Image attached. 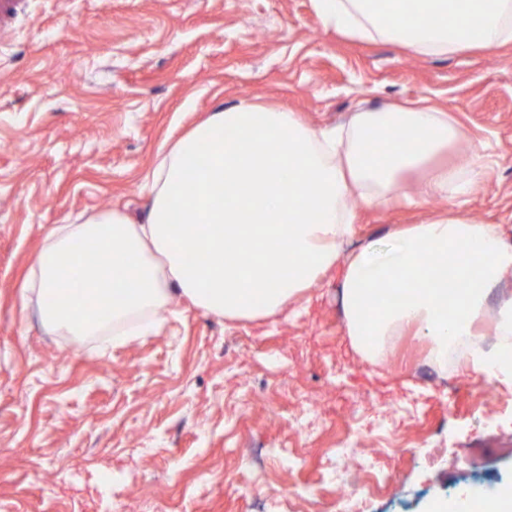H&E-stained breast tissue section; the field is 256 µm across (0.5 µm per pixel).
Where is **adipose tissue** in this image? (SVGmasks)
Wrapping results in <instances>:
<instances>
[{
  "instance_id": "adipose-tissue-1",
  "label": "adipose tissue",
  "mask_w": 512,
  "mask_h": 512,
  "mask_svg": "<svg viewBox=\"0 0 512 512\" xmlns=\"http://www.w3.org/2000/svg\"><path fill=\"white\" fill-rule=\"evenodd\" d=\"M314 0L321 20L360 40L385 39L435 55L512 43V0ZM462 137L431 106L362 110L331 129L248 101L211 113L147 172L146 215L118 210L53 228L33 265L47 329L136 336L173 293L228 320L269 319L343 263L347 334L375 358L386 340L428 338L434 359L477 335L491 291L512 277V226L478 224L457 203L482 177L478 151L449 162ZM416 186L448 211L344 254L354 204L385 207ZM84 304L47 303L64 277ZM107 308L108 319L95 320Z\"/></svg>"
}]
</instances>
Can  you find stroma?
Masks as SVG:
<instances>
[{
    "label": "stroma",
    "mask_w": 512,
    "mask_h": 512,
    "mask_svg": "<svg viewBox=\"0 0 512 512\" xmlns=\"http://www.w3.org/2000/svg\"><path fill=\"white\" fill-rule=\"evenodd\" d=\"M0 27V512H430L469 494L465 455L512 485V383L463 359L449 383L428 340L382 359L352 347L342 268L298 316L228 321L173 298L155 330L101 347L49 331L24 286L49 230L119 209L173 137L241 101L316 128L428 100L483 144L464 211L512 225V43L425 55L323 25L313 0H18ZM448 201L358 209L350 249Z\"/></svg>",
    "instance_id": "obj_1"
}]
</instances>
